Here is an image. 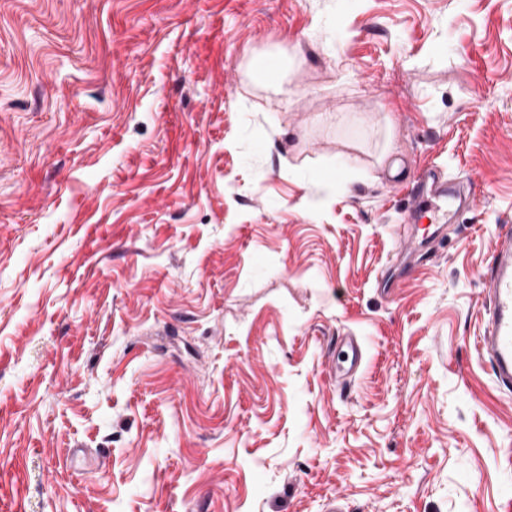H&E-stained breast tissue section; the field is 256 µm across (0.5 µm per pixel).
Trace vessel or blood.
<instances>
[{
    "mask_svg": "<svg viewBox=\"0 0 512 512\" xmlns=\"http://www.w3.org/2000/svg\"><path fill=\"white\" fill-rule=\"evenodd\" d=\"M472 184L445 180L428 172L407 194L408 223L427 222L423 242L434 239L451 214L471 208ZM486 303L482 330L476 338L478 354L491 367L498 384L512 386V231L498 233L490 263L482 279Z\"/></svg>",
    "mask_w": 512,
    "mask_h": 512,
    "instance_id": "b4317fda",
    "label": "vessel or blood"
}]
</instances>
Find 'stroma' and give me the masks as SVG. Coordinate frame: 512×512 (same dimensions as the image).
<instances>
[{"label": "stroma", "instance_id": "1", "mask_svg": "<svg viewBox=\"0 0 512 512\" xmlns=\"http://www.w3.org/2000/svg\"><path fill=\"white\" fill-rule=\"evenodd\" d=\"M428 167L478 204L387 295ZM502 229L512 0H0V512H512ZM486 303L478 354L491 367L498 384L512 386V231L494 237L490 263L482 279Z\"/></svg>", "mask_w": 512, "mask_h": 512}]
</instances>
